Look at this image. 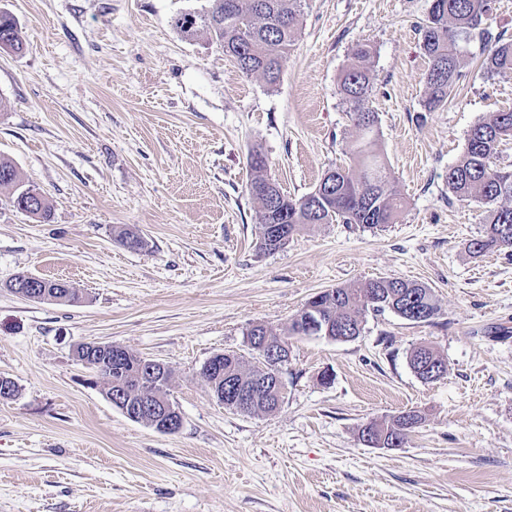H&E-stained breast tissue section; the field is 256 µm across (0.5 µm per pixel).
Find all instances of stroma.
Returning a JSON list of instances; mask_svg holds the SVG:
<instances>
[{"mask_svg": "<svg viewBox=\"0 0 512 512\" xmlns=\"http://www.w3.org/2000/svg\"><path fill=\"white\" fill-rule=\"evenodd\" d=\"M204 3L0 0L25 38L0 49V158L51 210L29 217L0 192V376L18 387L0 400V512H512V256L469 253L487 206L446 183L471 126L512 108V73L485 79L471 44L447 105L423 111L430 0H305L270 86L173 27ZM360 40L398 221L318 224L265 251L248 153L296 198L348 163L338 80ZM120 228L142 248L115 243ZM20 273L78 300L24 299L8 287ZM379 277L426 284L437 314H370L347 342L291 337L274 414L213 396L202 366L254 362L253 325L287 330L315 293ZM95 342L169 366L180 431L112 405L75 357ZM422 344L447 364L431 383L408 364ZM411 408L426 420L403 447L360 442L364 423Z\"/></svg>", "mask_w": 512, "mask_h": 512, "instance_id": "1", "label": "stroma"}]
</instances>
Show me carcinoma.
<instances>
[{
	"label": "carcinoma",
	"mask_w": 512,
	"mask_h": 512,
	"mask_svg": "<svg viewBox=\"0 0 512 512\" xmlns=\"http://www.w3.org/2000/svg\"><path fill=\"white\" fill-rule=\"evenodd\" d=\"M491 0H431L426 19L419 25L420 48L428 59L424 74L423 111L434 112L448 103V97L462 77L465 61L462 47L472 41L480 44L482 69L486 78L512 72V39L493 32ZM302 15V0H207L199 10L174 18V27L186 40L200 35L224 49L239 70L263 79L272 86L280 78L282 61L295 45ZM24 47L23 31L8 11H0V48L20 52ZM369 45L356 42L338 84L339 93L348 105L351 120L359 131L353 147L354 164L327 169L314 191L299 198L276 186L274 197L261 190L269 178L267 165L253 164L261 155L249 153L251 178L247 190L256 206L258 224H280L288 217L291 234L312 224H359L378 228L394 223L402 200L391 184L387 165L379 149L378 114L369 107L377 84L371 65ZM512 140V108L493 112L478 120L468 131L466 146L457 162L448 168V190L459 200H479L488 205L483 234L471 241L468 251L481 256L489 251L512 250V169L498 164L501 145ZM11 193L18 210L46 219L50 208L43 196H32L33 188L24 184L19 169L11 161L0 159V190ZM48 301L73 302L75 293L64 283L47 279ZM409 308H421L433 318L438 307L431 288L399 277H382L352 286L320 291L309 298L290 319L288 333L262 325L264 336L274 342L288 343V337L301 335L306 317L320 313L331 323L336 340L360 336L366 316L386 311L405 317ZM436 367L446 368L444 359L428 346L413 349L411 367H420L421 357ZM222 373L206 377L212 392L225 390L230 383L240 387L253 385L261 368L249 366L236 354L214 355ZM145 359L121 350L120 366H112V376L132 377L139 373ZM283 402V395L260 398L251 414H273ZM410 428L400 430L390 420H372L365 426L388 444L394 440L405 445L416 424L425 420L419 410L403 412Z\"/></svg>",
	"instance_id": "carcinoma-1"
}]
</instances>
